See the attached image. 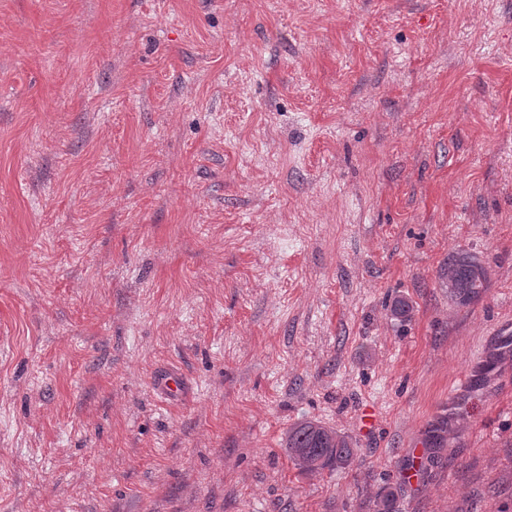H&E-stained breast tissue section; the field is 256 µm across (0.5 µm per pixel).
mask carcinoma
Listing matches in <instances>:
<instances>
[{
  "label": "carcinoma",
  "mask_w": 512,
  "mask_h": 512,
  "mask_svg": "<svg viewBox=\"0 0 512 512\" xmlns=\"http://www.w3.org/2000/svg\"><path fill=\"white\" fill-rule=\"evenodd\" d=\"M487 280V269L477 255L461 250L448 257L444 287L448 288V300L453 304L467 306L478 300ZM284 448L303 474L342 469L355 456L346 436L319 421H302L290 427ZM395 505V492L390 487L382 489L374 501L375 512H395Z\"/></svg>",
  "instance_id": "1"
}]
</instances>
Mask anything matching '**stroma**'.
<instances>
[{
    "label": "stroma",
    "mask_w": 512,
    "mask_h": 512,
    "mask_svg": "<svg viewBox=\"0 0 512 512\" xmlns=\"http://www.w3.org/2000/svg\"><path fill=\"white\" fill-rule=\"evenodd\" d=\"M508 328L512 0H0V512H512ZM488 272L481 259L468 251L448 257L444 287L448 299L457 306H467L478 300L487 286ZM284 448L303 474L345 468L355 456L346 436L319 421H302L290 427Z\"/></svg>",
    "instance_id": "35a3bbf8"
}]
</instances>
